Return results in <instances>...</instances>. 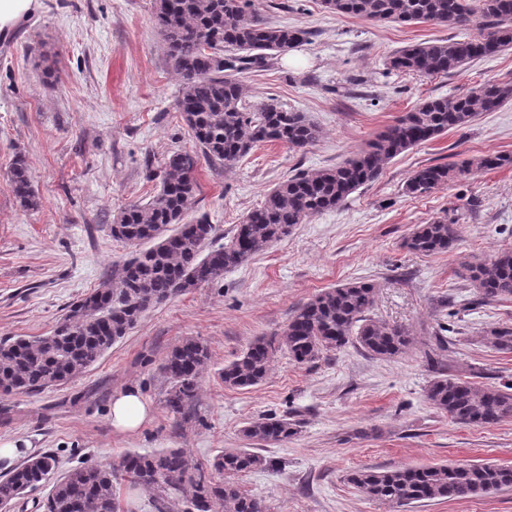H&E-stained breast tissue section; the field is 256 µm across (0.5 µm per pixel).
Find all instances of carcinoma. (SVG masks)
<instances>
[{
	"label": "carcinoma",
	"mask_w": 512,
	"mask_h": 512,
	"mask_svg": "<svg viewBox=\"0 0 512 512\" xmlns=\"http://www.w3.org/2000/svg\"><path fill=\"white\" fill-rule=\"evenodd\" d=\"M336 15L372 21L466 26L484 32L458 39L422 42L392 53L386 69L405 75L446 76L466 65L498 55L512 46V0H322ZM155 18L177 74L182 78L178 107L190 129L194 148L172 152L160 173V188L146 203H133L113 219L112 237L149 248L132 253L117 270L85 297L72 303L45 336L0 340V393L34 394L69 381L95 364L123 339L153 307L171 297L211 283L255 253L287 237L293 227L342 204L359 187L375 181L396 156L460 128L483 112L512 100V82L489 81L453 97L429 98L404 113L336 166L299 171L280 182L261 205L236 225L225 244L214 243V225L188 218L197 190L200 158L230 166L260 143L294 149L312 145L320 126L302 112L266 103L247 107V91L235 77L267 58L306 41L308 32L276 25L252 11L251 0H156ZM243 52L224 56V46ZM512 165V156L487 154L461 166L436 164L416 169L405 190L424 197L456 177L476 170ZM10 186L20 207L34 210L40 198L27 175L25 160L15 159ZM455 222L436 218L415 226L405 246L423 255L449 253L456 242ZM477 296L512 298V250L488 261L463 264ZM378 285L353 281L326 289L299 306L283 331L259 337L224 367V386L244 389L267 377L272 358L286 351L290 360L308 364L330 351L356 345L370 356L390 360L412 344L408 331L372 313ZM484 343L512 351V327L490 324ZM209 361L207 346L187 338L174 346L161 370L168 381L165 406L187 420L199 381ZM426 400L459 425L492 427L512 417V382L490 385L440 374L425 388ZM298 433L286 418H262L244 429L253 445L284 442ZM267 465L250 448L217 456L211 468L191 463L181 448L129 452L118 465L89 463L60 478L52 476V454L30 458L0 475V507L6 508L51 481L43 512H121L118 480L148 490L162 501L178 499L185 512H265L262 501L246 494L224 475H239ZM348 481L371 501L409 506L423 501H454L512 489V467L494 462L443 463L387 471L360 469Z\"/></svg>",
	"instance_id": "cac0c4a2"
}]
</instances>
